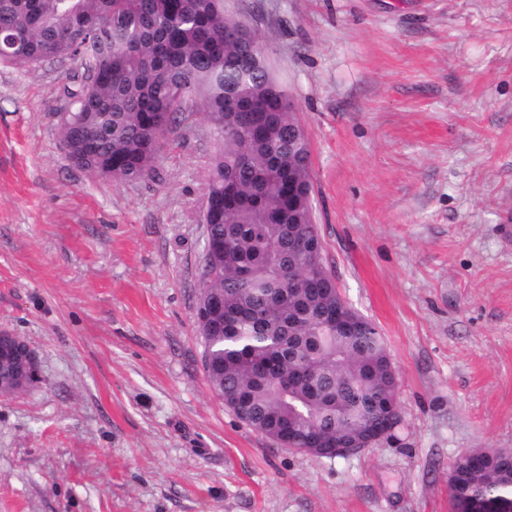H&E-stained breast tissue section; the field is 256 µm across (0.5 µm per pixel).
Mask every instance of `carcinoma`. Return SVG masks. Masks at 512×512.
<instances>
[{
	"label": "carcinoma",
	"mask_w": 512,
	"mask_h": 512,
	"mask_svg": "<svg viewBox=\"0 0 512 512\" xmlns=\"http://www.w3.org/2000/svg\"><path fill=\"white\" fill-rule=\"evenodd\" d=\"M224 0H0V64L35 68L69 59L82 68L67 89L78 101L60 132L67 159L113 181L152 177L176 120L170 98L220 131L204 196L208 237L224 250L203 270L200 299L217 308L198 322L210 386L268 438L313 437L321 448L384 430L381 403L397 383L381 333L326 277L310 199V146L290 98L256 65ZM244 90L266 113L256 132L233 106ZM346 318L332 319L340 308ZM24 389L0 364V391ZM451 512H512V451L456 470Z\"/></svg>",
	"instance_id": "1"
}]
</instances>
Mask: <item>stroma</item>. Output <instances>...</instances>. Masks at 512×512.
<instances>
[{"label":"stroma","mask_w":512,"mask_h":512,"mask_svg":"<svg viewBox=\"0 0 512 512\" xmlns=\"http://www.w3.org/2000/svg\"><path fill=\"white\" fill-rule=\"evenodd\" d=\"M311 148L342 297L397 374L393 444L277 446L210 388L196 307L223 141L178 114L133 182L59 141L78 68L0 65V331L39 375L0 396V512H448V466L512 450V0H224ZM5 336H8L10 337L13 341H15V346H14V349H13V352L15 354V356H17L19 358V360H21L24 364V370L26 371V374L30 375V379L31 381H33L36 376H37V371H38V361H37V358L34 354V352L31 350L30 346L23 340H18V339H15L14 336H11L10 334L8 333H1L0 334V340L5 337ZM23 344V346H20ZM18 345V346H17ZM25 348V349H24Z\"/></svg>","instance_id":"stroma-1"}]
</instances>
